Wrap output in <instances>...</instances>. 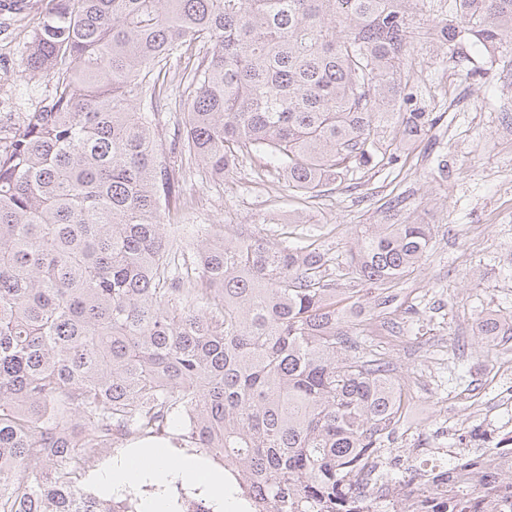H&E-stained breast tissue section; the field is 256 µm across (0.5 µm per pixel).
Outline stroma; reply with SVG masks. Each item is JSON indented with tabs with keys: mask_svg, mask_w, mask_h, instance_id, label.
<instances>
[{
	"mask_svg": "<svg viewBox=\"0 0 512 512\" xmlns=\"http://www.w3.org/2000/svg\"><path fill=\"white\" fill-rule=\"evenodd\" d=\"M15 14L0 10V122L39 108L51 83L24 72L22 57L50 0H29ZM454 0H413L414 37L403 59L412 94L410 108L429 113L425 136L394 168L359 170L316 198L295 195L276 172L257 179L266 160L240 157L233 172L213 180L198 163L169 153L173 125L181 118L184 63L171 60L157 134L171 167L185 176L183 201L171 222L181 235L214 225L227 236L248 229L282 246L312 243L347 262L359 231L377 224L384 205L398 199L401 216L432 225L431 248L420 267L396 281L397 308L381 310L372 295L337 279V295L355 297L371 333L361 352L378 348L391 377L416 408L391 437L393 457L417 460L421 448H474L472 431L488 422L512 423L493 379L501 355L512 357V338L487 344L477 322L488 311H512V40L486 47L464 40L442 46L427 31L452 20ZM414 307L412 321L403 310ZM399 322L389 334L384 321Z\"/></svg>",
	"mask_w": 512,
	"mask_h": 512,
	"instance_id": "1",
	"label": "stroma"
}]
</instances>
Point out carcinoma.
<instances>
[{
  "instance_id": "carcinoma-1",
  "label": "carcinoma",
  "mask_w": 512,
  "mask_h": 512,
  "mask_svg": "<svg viewBox=\"0 0 512 512\" xmlns=\"http://www.w3.org/2000/svg\"><path fill=\"white\" fill-rule=\"evenodd\" d=\"M25 48L49 77L35 112L0 129V512H107L88 494L97 449L178 426L255 494L258 512H369L365 464L381 457L407 395L366 322L325 279L333 258L254 233L165 231L180 177L155 132L167 65L185 66L171 153L222 180L270 158L316 198L360 169L393 167L431 124L402 71L412 0H52ZM512 35V0H456L435 31L454 46ZM357 237L344 276L377 288L427 256L431 225L398 218ZM479 335H512L490 311ZM416 491L454 468L405 469Z\"/></svg>"
}]
</instances>
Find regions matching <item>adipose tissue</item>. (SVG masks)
<instances>
[{
  "mask_svg": "<svg viewBox=\"0 0 512 512\" xmlns=\"http://www.w3.org/2000/svg\"><path fill=\"white\" fill-rule=\"evenodd\" d=\"M92 484L106 494L136 489L149 484L166 488L174 484H190L221 504L223 512H239L241 503L232 484L222 473L212 470L198 456L175 458L151 450L149 443H137L133 451L112 458L90 475Z\"/></svg>",
  "mask_w": 512,
  "mask_h": 512,
  "instance_id": "ef3b65f1",
  "label": "adipose tissue"
}]
</instances>
